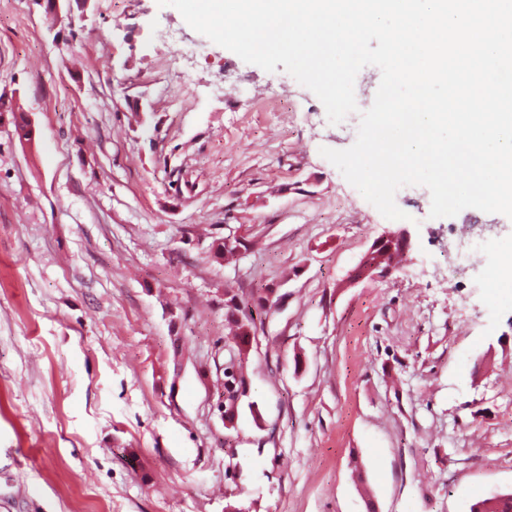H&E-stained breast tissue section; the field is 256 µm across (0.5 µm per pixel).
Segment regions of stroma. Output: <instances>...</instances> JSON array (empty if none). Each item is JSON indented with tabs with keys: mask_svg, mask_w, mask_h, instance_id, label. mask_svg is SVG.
Segmentation results:
<instances>
[{
	"mask_svg": "<svg viewBox=\"0 0 512 512\" xmlns=\"http://www.w3.org/2000/svg\"><path fill=\"white\" fill-rule=\"evenodd\" d=\"M0 0V512H470L512 492V288L487 265L512 219L430 215L405 186L384 218L321 153L356 138L381 81L333 125L268 72L158 0ZM167 29L174 45L159 41ZM198 47L191 81L169 64ZM477 222L484 264L447 277L451 223ZM407 228L392 273L352 281ZM246 234L232 262L213 239ZM256 319L248 399L223 389L224 287ZM257 412H250L249 402ZM135 452L139 466L127 462ZM395 242H400L404 250L408 251L411 247L410 236L404 230H395V231H386L378 240L373 247L370 248L369 252L366 254L365 260L363 262V269L365 273H372L375 270L381 269L382 271L388 270L392 268L396 263V258L392 261H389V265H383V260L378 259L376 261H372V251L380 248L383 245H392Z\"/></svg>",
	"mask_w": 512,
	"mask_h": 512,
	"instance_id": "stroma-1",
	"label": "stroma"
}]
</instances>
